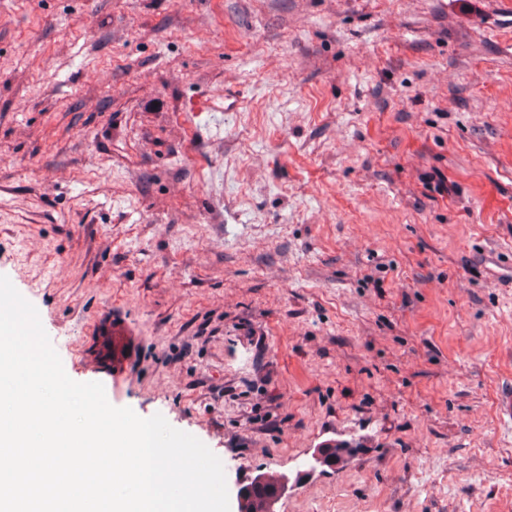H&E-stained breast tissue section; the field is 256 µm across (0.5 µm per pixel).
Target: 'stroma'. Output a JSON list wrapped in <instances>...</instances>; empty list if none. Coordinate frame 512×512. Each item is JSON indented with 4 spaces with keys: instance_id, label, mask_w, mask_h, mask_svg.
Segmentation results:
<instances>
[{
    "instance_id": "35a3bbf8",
    "label": "stroma",
    "mask_w": 512,
    "mask_h": 512,
    "mask_svg": "<svg viewBox=\"0 0 512 512\" xmlns=\"http://www.w3.org/2000/svg\"><path fill=\"white\" fill-rule=\"evenodd\" d=\"M510 262L512 0H0V275L228 486L512 512ZM98 334L102 336L101 352L103 356H105L103 343L106 340L112 341V374H109L108 377L112 388L118 387L131 377L135 336H132L124 324L115 318L112 319V326L101 325ZM109 336H112V339ZM265 482L274 487V492L263 498L260 510L278 512V504L288 488L286 474L278 468H270L264 474Z\"/></svg>"
}]
</instances>
